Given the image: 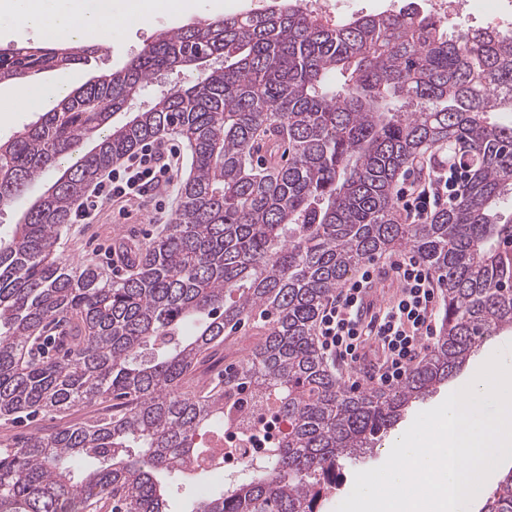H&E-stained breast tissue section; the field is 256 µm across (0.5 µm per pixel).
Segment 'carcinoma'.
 Listing matches in <instances>:
<instances>
[{
	"label": "carcinoma",
	"mask_w": 512,
	"mask_h": 512,
	"mask_svg": "<svg viewBox=\"0 0 512 512\" xmlns=\"http://www.w3.org/2000/svg\"><path fill=\"white\" fill-rule=\"evenodd\" d=\"M98 44L0 49V84L80 64ZM193 84L111 115L172 70ZM512 34L448 35L411 7L328 22L295 0L163 30L123 68L0 140V208L96 139L0 231V421L96 408L15 443L0 440V512H166L162 477L193 478L237 396L288 422L268 465L190 512H320L325 481L487 339L512 330ZM187 140L192 174L165 233L110 281L67 267L56 244L86 188L141 144ZM268 137L263 167L251 147ZM467 188L424 224H402L394 185L439 154ZM411 250L445 286L430 357L393 390H347L313 332L360 264ZM257 318L267 336L240 366L224 341ZM141 452L131 457L129 449ZM105 464L90 467L88 458ZM481 512H512V470Z\"/></svg>",
	"instance_id": "cac0c4a2"
}]
</instances>
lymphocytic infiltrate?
Listing matches in <instances>:
<instances>
[{
    "instance_id": "1",
    "label": "lymphocytic infiltrate",
    "mask_w": 512,
    "mask_h": 512,
    "mask_svg": "<svg viewBox=\"0 0 512 512\" xmlns=\"http://www.w3.org/2000/svg\"><path fill=\"white\" fill-rule=\"evenodd\" d=\"M177 158V150L164 153L150 146L129 155L88 192L76 210L77 220H92L106 201L140 199L172 185ZM464 190L461 172L452 167L399 187L397 198L406 221L421 224ZM390 269L400 284L394 302L362 320L363 294L374 286L373 273L366 269L330 299L317 325L318 344L325 354L381 388L400 384L436 332L438 284L432 270L411 253L392 261ZM367 339L375 348L372 355L363 356L359 349Z\"/></svg>"
}]
</instances>
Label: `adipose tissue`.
Listing matches in <instances>:
<instances>
[{"label": "adipose tissue", "instance_id": "ef3b65f1", "mask_svg": "<svg viewBox=\"0 0 512 512\" xmlns=\"http://www.w3.org/2000/svg\"><path fill=\"white\" fill-rule=\"evenodd\" d=\"M187 7V0H0V27L29 30L73 45L105 43L128 22L147 20L159 9L179 13ZM70 91L66 83L15 84L0 97V110L49 109Z\"/></svg>", "mask_w": 512, "mask_h": 512}]
</instances>
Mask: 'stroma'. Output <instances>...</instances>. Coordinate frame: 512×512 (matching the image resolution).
Masks as SVG:
<instances>
[{
    "instance_id": "35a3bbf8",
    "label": "stroma",
    "mask_w": 512,
    "mask_h": 512,
    "mask_svg": "<svg viewBox=\"0 0 512 512\" xmlns=\"http://www.w3.org/2000/svg\"><path fill=\"white\" fill-rule=\"evenodd\" d=\"M243 9V0H191L185 14L178 16L159 13L149 21L121 27L106 52L92 55L88 62L72 66L65 72L42 73L41 78L53 82L70 77L75 85H82L92 76L122 68L131 57L150 44L160 31L196 24L206 18L239 13ZM179 205L180 198L175 193L166 197L165 212L161 215L156 214L154 204L149 200L106 205L91 222L70 223L61 236L57 253L66 265L76 267L92 261L108 270L113 277H122L128 273L131 263L121 258L113 259L110 254L112 247L121 244L135 253L144 249L151 239L161 233L164 225L175 218ZM499 350L512 355V331L503 332L481 345L468 364L424 402V409L439 405L449 391L467 385L481 364ZM414 418V413H407L398 425L379 438L370 453L356 464L345 465L344 480L329 491L322 512H335L336 507L350 494L356 472L378 467L385 462L392 444L409 428ZM228 483L224 473L217 471L198 473L189 481L176 475L169 476L167 485L170 510L188 512L193 500L220 493Z\"/></svg>"
}]
</instances>
